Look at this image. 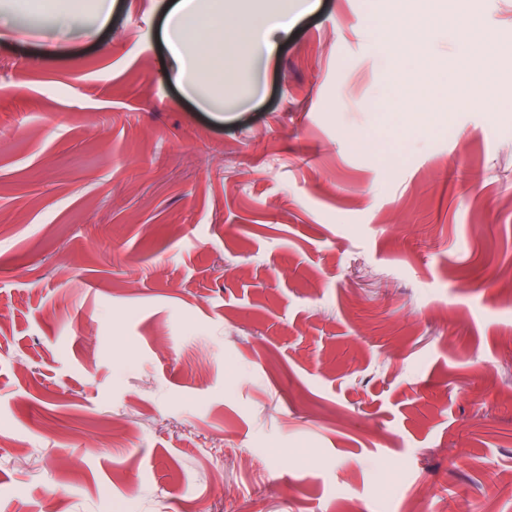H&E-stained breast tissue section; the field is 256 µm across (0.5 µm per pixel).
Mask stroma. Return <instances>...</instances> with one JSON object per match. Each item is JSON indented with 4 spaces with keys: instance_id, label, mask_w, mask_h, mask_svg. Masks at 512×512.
<instances>
[{
    "instance_id": "stroma-1",
    "label": "stroma",
    "mask_w": 512,
    "mask_h": 512,
    "mask_svg": "<svg viewBox=\"0 0 512 512\" xmlns=\"http://www.w3.org/2000/svg\"><path fill=\"white\" fill-rule=\"evenodd\" d=\"M166 2L0 0V512H512V107L396 0H313L204 110ZM411 4L512 97V0ZM422 23V17L415 18L412 15L396 13L383 18L379 25L386 34L397 36L402 43L409 44L415 40Z\"/></svg>"
}]
</instances>
